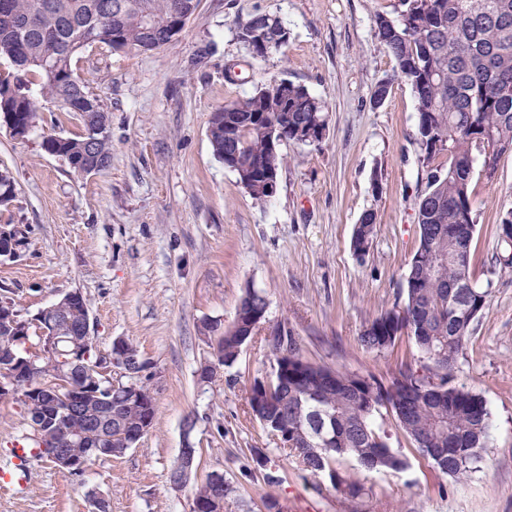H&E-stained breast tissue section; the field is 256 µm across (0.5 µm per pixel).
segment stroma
Wrapping results in <instances>:
<instances>
[{"label": "stroma", "mask_w": 512, "mask_h": 512, "mask_svg": "<svg viewBox=\"0 0 512 512\" xmlns=\"http://www.w3.org/2000/svg\"><path fill=\"white\" fill-rule=\"evenodd\" d=\"M399 8V0H199L185 30L158 50L89 46L72 68L109 115L112 149L109 167L94 174L74 173L42 147L44 136L82 133L77 114L40 102L22 139L0 122V170L15 182L0 225L16 226L21 240L17 256L0 257V301L28 317L80 292L97 351L129 340L156 373L154 426L135 446L93 460L80 477L36 464L26 489L0 491V512H92V490L109 512H190L196 486L214 472L224 476V512H267L271 498L280 512H512V273L500 270L495 231L512 208V151L499 156L494 179L471 181L479 221L470 266L489 296L451 374L491 413L474 472L459 481L440 474L382 408L373 421L409 467L376 473L343 462L371 490L350 501L277 449L246 404L253 378L272 372L265 334L275 329L292 333L306 358L344 372L385 380L428 363L408 336L381 352L359 341L373 318L403 302L416 197L429 168L446 167L442 156L424 161L413 91L375 34V15ZM260 13L284 22L288 42L255 60L237 32ZM280 78L324 103L327 132L318 144H280L277 191L259 202L214 156L209 120ZM383 81L389 93L377 104ZM369 209L378 224L360 257L351 239ZM247 287L268 303L264 334L223 376L198 382L212 352L205 323L231 325ZM27 430L22 406L0 399V468ZM187 437L198 457L177 487L170 473Z\"/></svg>", "instance_id": "35a3bbf8"}]
</instances>
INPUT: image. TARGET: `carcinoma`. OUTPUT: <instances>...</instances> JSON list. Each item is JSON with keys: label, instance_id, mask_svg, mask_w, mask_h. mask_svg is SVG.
I'll list each match as a JSON object with an SVG mask.
<instances>
[{"label": "carcinoma", "instance_id": "carcinoma-1", "mask_svg": "<svg viewBox=\"0 0 512 512\" xmlns=\"http://www.w3.org/2000/svg\"><path fill=\"white\" fill-rule=\"evenodd\" d=\"M198 0H9L10 18H0V117L8 123L36 126L38 98L55 103L61 111L87 98L80 113L83 134L76 137H46L42 147L68 159L94 146L104 165L112 153L108 115L101 101L86 91V83L74 74L72 58L95 43L113 49L138 52L155 50L175 38L170 33L154 37L142 30L148 13L162 20L179 5ZM376 36L396 62L397 76L414 93L418 116V145L424 160L448 155V170L432 171L417 203L419 224H457L454 237L422 238L409 263L407 288L402 305L386 310L361 332V344L381 352L396 344L395 335L407 334L432 361L427 374L416 377L400 368L385 382L373 375L336 372V382L323 379L326 366L307 359L293 336H287L295 360L288 361V373L279 376L271 394L272 403L263 413L255 405L258 379L247 391L248 412L271 428L284 419L299 422L289 436L288 453L313 474L336 478L333 488L347 500L369 494V489L336 465L354 460L368 471L398 473L408 461L390 448L384 433L371 421L373 412L386 407L395 414L400 428L421 447L419 436H432L441 424L454 431V445L448 456L434 467L451 478H462L477 468L487 447L491 413L483 396L453 382L441 354L458 357L466 347L473 322L470 310L483 311L488 290L477 286L470 271V245L477 224V210L470 183L477 168L512 150V0H401L393 18L377 15ZM39 76L37 88L23 76ZM277 81L214 112L209 121L210 143L215 157L235 169L236 157L255 164L253 183L247 191L257 201L266 200L262 183L268 174H279L284 158L270 149L268 128L288 119L284 140L299 142L295 130L327 127L321 103L303 86L288 82V101L276 94ZM11 174L0 171V205L14 198ZM377 214L366 211L355 226L351 246L366 252L375 233ZM240 303L260 316L265 297L253 288L244 289ZM407 318L398 319L400 309ZM217 333L213 357L230 368L237 361L239 331L218 323L205 325ZM37 327L27 340L12 345L14 356H0V378L13 370V358H29L30 350L41 346ZM65 378L58 371L39 369L18 382L27 399L24 411L42 412L44 389L65 391ZM150 406L148 417L155 420L156 404L149 378L134 379ZM336 433V441L320 451V457L304 466L320 437ZM36 449L34 459L53 462L50 439L39 442L24 437Z\"/></svg>", "mask_w": 512, "mask_h": 512}]
</instances>
